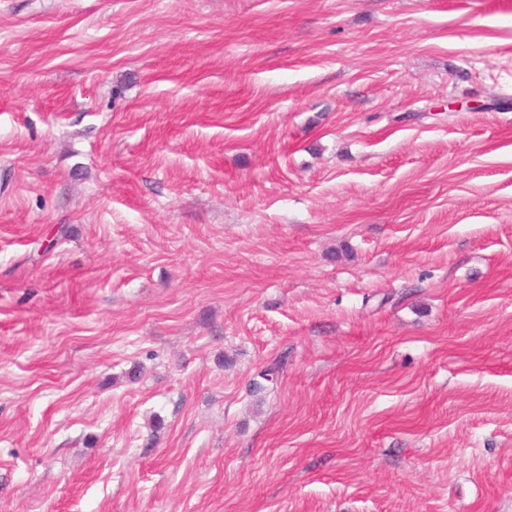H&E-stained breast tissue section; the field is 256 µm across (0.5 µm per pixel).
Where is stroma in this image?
<instances>
[{
	"label": "stroma",
	"instance_id": "1",
	"mask_svg": "<svg viewBox=\"0 0 512 512\" xmlns=\"http://www.w3.org/2000/svg\"><path fill=\"white\" fill-rule=\"evenodd\" d=\"M0 512H512V0H0Z\"/></svg>",
	"mask_w": 512,
	"mask_h": 512
}]
</instances>
